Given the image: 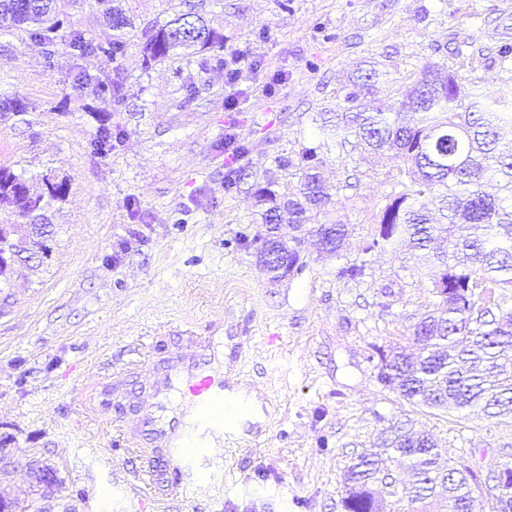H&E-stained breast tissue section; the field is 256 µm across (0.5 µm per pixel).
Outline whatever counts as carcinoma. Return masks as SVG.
<instances>
[{
  "mask_svg": "<svg viewBox=\"0 0 512 512\" xmlns=\"http://www.w3.org/2000/svg\"><path fill=\"white\" fill-rule=\"evenodd\" d=\"M56 0H0V25L26 33L28 44L46 54L61 49L70 58L102 53L117 62L126 53L129 20L116 0H97L112 35L96 41L78 28H64ZM224 47V36L190 10L155 25L143 45L144 61L164 62L183 51L197 53ZM374 72L359 75L336 93V112L323 120L320 132L344 148L356 144L388 150L403 162L401 190L390 196L369 248L399 240L418 251L431 283L434 309L414 324L411 346H388L393 387L415 412L439 416L448 410L478 407L488 418L512 419V311L499 300L512 292V142H501V130H512V89L492 95L460 82L446 63L423 65L419 76L396 100L369 98ZM125 85L123 69L95 80L97 99L112 103ZM93 150H112V131L103 127L91 141ZM299 195L283 202L258 190L264 224L281 223L288 211V241H263L267 270L282 277L303 270L302 245L308 237L320 252L339 254L349 237L348 225L329 218L322 162L306 155ZM46 190H31L27 180L0 168V208L22 216L39 214L51 202L65 200L68 184L43 178ZM53 233L39 224H0V252L20 246L41 258L17 266L0 261V288L12 279L52 260ZM370 346L368 359L386 350ZM395 461L413 478L411 490L393 504L394 512H427L436 501L448 512H507L512 491L503 492L484 478L454 465L427 430L406 419L386 429V437L353 458L342 478L343 507L348 512H377L374 487L385 463Z\"/></svg>",
  "mask_w": 512,
  "mask_h": 512,
  "instance_id": "1",
  "label": "carcinoma"
}]
</instances>
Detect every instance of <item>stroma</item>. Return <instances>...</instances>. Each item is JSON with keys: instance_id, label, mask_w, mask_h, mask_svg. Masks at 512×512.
Wrapping results in <instances>:
<instances>
[{"instance_id": "obj_1", "label": "stroma", "mask_w": 512, "mask_h": 512, "mask_svg": "<svg viewBox=\"0 0 512 512\" xmlns=\"http://www.w3.org/2000/svg\"><path fill=\"white\" fill-rule=\"evenodd\" d=\"M255 56L237 81L201 54L144 65L147 26L190 5ZM133 21L123 99L104 105L74 73L111 76L101 54L50 57L0 29V100L29 109L0 119V167L41 189L66 179L48 211L55 229L49 270L10 288L0 302V501L10 512H137L113 487L112 461L133 454L105 441L90 397L111 381L144 388L148 358L163 357L183 326L219 336L226 379L258 391L266 408L222 462L197 476L162 512H344L350 459L409 407L377 381L370 345L410 335L430 309L432 284L401 243L366 250L402 163L362 156L325 140L341 85L377 71V96L394 99L428 62H445L482 90L512 87V0H120ZM60 18L95 39L110 36L95 0H58ZM119 140L109 156L90 142L101 126ZM315 152L332 218L349 224L342 256L306 249L304 269L270 281L255 258L266 234L258 188L297 193ZM357 265L358 277L341 275ZM455 464L502 463L512 422L468 410L418 416ZM55 483L36 484L35 467Z\"/></svg>"}]
</instances>
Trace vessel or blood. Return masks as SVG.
Instances as JSON below:
<instances>
[{"instance_id": "b4317fda", "label": "vessel or blood", "mask_w": 512, "mask_h": 512, "mask_svg": "<svg viewBox=\"0 0 512 512\" xmlns=\"http://www.w3.org/2000/svg\"><path fill=\"white\" fill-rule=\"evenodd\" d=\"M213 344V337L184 330L179 344L145 370L146 388L132 402L133 422L121 430L130 443L144 439L163 449L166 494L223 458L226 440L244 425L243 419L225 417V409L253 401L242 388H225L223 371H210Z\"/></svg>"}]
</instances>
